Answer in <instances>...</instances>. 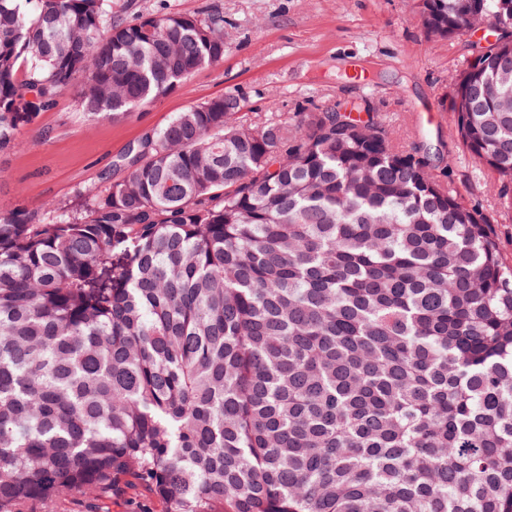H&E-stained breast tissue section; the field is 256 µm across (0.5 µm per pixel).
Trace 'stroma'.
<instances>
[{"label":"stroma","instance_id":"obj_1","mask_svg":"<svg viewBox=\"0 0 512 512\" xmlns=\"http://www.w3.org/2000/svg\"><path fill=\"white\" fill-rule=\"evenodd\" d=\"M131 20L147 12L224 16V60L123 117L82 112L75 92L59 97L0 152V210L73 205L77 191L104 188L117 159L189 106L230 93L255 119L368 103L404 147L430 145L439 172L461 201L491 217L502 259L512 264V188L501 189L458 137L453 80L464 41L429 37L410 0H112ZM52 512H164L142 488L118 496L74 495Z\"/></svg>","mask_w":512,"mask_h":512}]
</instances>
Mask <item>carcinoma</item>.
I'll list each match as a JSON object with an SVG mask.
<instances>
[{"instance_id":"1","label":"carcinoma","mask_w":512,"mask_h":512,"mask_svg":"<svg viewBox=\"0 0 512 512\" xmlns=\"http://www.w3.org/2000/svg\"><path fill=\"white\" fill-rule=\"evenodd\" d=\"M456 131L512 184V0ZM224 60V17L0 0V151L78 88L115 118ZM234 111H224L226 100ZM81 209L0 211V512L138 485L165 512H512V269L378 114L225 94Z\"/></svg>"}]
</instances>
